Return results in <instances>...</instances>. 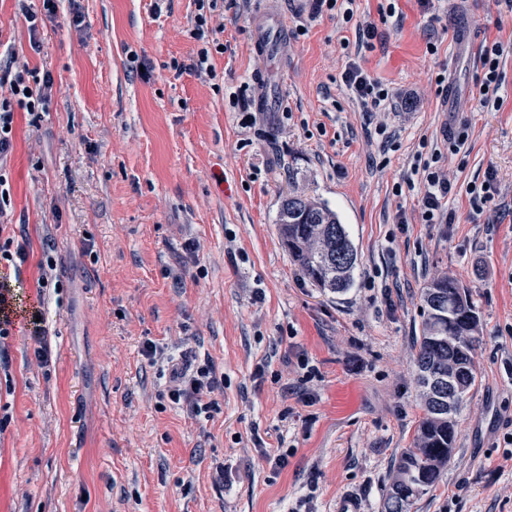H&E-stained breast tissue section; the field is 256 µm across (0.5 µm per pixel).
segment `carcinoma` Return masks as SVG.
<instances>
[{"label": "carcinoma", "instance_id": "obj_1", "mask_svg": "<svg viewBox=\"0 0 512 512\" xmlns=\"http://www.w3.org/2000/svg\"><path fill=\"white\" fill-rule=\"evenodd\" d=\"M277 229L288 253L317 287L344 293L353 286L358 252L338 213L301 194L282 200ZM423 321L415 366L423 417L414 446L393 464L381 512H411L455 451L461 406L475 387L479 318L465 288L447 277L422 289Z\"/></svg>", "mask_w": 512, "mask_h": 512}]
</instances>
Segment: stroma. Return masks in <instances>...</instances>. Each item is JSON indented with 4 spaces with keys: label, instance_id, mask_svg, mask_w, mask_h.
Masks as SVG:
<instances>
[{
    "label": "stroma",
    "instance_id": "obj_1",
    "mask_svg": "<svg viewBox=\"0 0 512 512\" xmlns=\"http://www.w3.org/2000/svg\"><path fill=\"white\" fill-rule=\"evenodd\" d=\"M385 1L353 4L377 27L353 60L395 103L367 112L340 77L354 26L294 0H220L213 79L172 67L202 47L195 0H57L34 37L16 0H0V55L55 79L39 123L16 110L0 164L4 233L27 253L0 278L42 312L50 348L41 363L25 317L0 337V512H335L345 494L380 512L423 415L414 345L421 291L441 276L478 312V380L412 512H512V13L389 0L384 21ZM271 10L288 24L274 67L251 28ZM495 39L503 104L487 111L472 93L477 49ZM268 87L278 109L256 112ZM463 120L467 163L444 162L456 221L422 223L415 156ZM489 175L498 193L474 212L467 186ZM291 191L345 224L359 256L346 293L312 285L278 235ZM304 360L317 370L305 384ZM173 363L212 365L211 416L171 401ZM281 447L276 469L266 457Z\"/></svg>",
    "mask_w": 512,
    "mask_h": 512
}]
</instances>
